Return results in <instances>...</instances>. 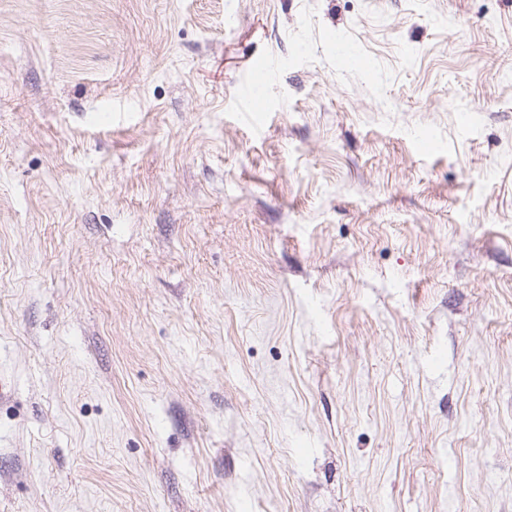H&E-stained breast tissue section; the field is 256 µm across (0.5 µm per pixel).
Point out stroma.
<instances>
[{"label":"stroma","instance_id":"stroma-1","mask_svg":"<svg viewBox=\"0 0 512 512\" xmlns=\"http://www.w3.org/2000/svg\"><path fill=\"white\" fill-rule=\"evenodd\" d=\"M0 378V512H512V0H0Z\"/></svg>","mask_w":512,"mask_h":512}]
</instances>
